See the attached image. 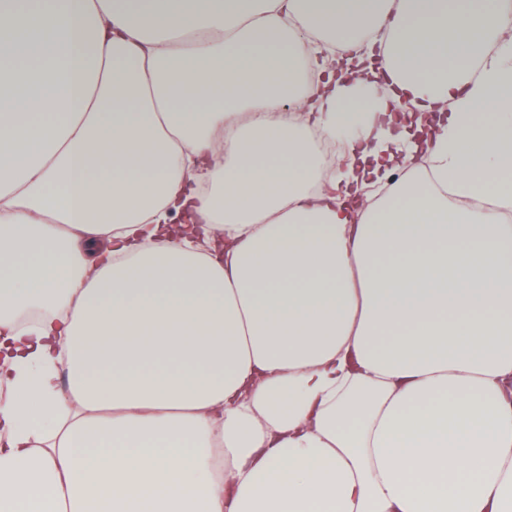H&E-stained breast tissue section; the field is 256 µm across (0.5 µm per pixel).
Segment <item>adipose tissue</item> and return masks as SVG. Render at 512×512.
Returning <instances> with one entry per match:
<instances>
[{"mask_svg": "<svg viewBox=\"0 0 512 512\" xmlns=\"http://www.w3.org/2000/svg\"><path fill=\"white\" fill-rule=\"evenodd\" d=\"M510 212L512 0H0V512H512ZM308 135L316 149L318 156L322 161V166L326 171L332 170L336 163L338 149L335 143H332L321 136L316 130L310 128Z\"/></svg>", "mask_w": 512, "mask_h": 512, "instance_id": "obj_1", "label": "adipose tissue"}]
</instances>
